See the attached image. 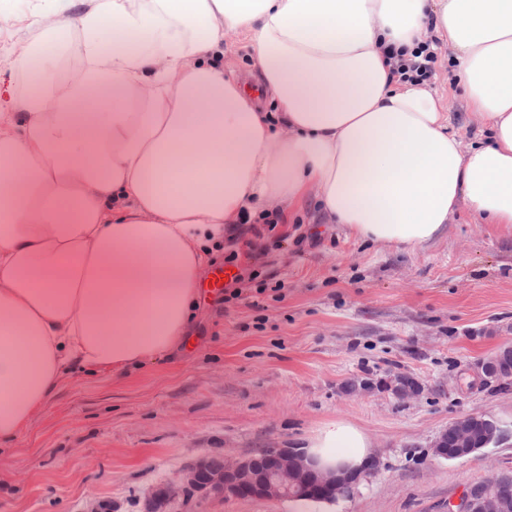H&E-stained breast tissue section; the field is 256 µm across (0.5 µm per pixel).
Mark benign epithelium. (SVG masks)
Instances as JSON below:
<instances>
[{"instance_id":"1","label":"benign epithelium","mask_w":512,"mask_h":512,"mask_svg":"<svg viewBox=\"0 0 512 512\" xmlns=\"http://www.w3.org/2000/svg\"><path fill=\"white\" fill-rule=\"evenodd\" d=\"M501 353L495 351L479 360L473 372L480 384L502 383L497 369ZM357 391H390L401 399H415L422 395L420 384L411 387L402 384L401 379L371 378L355 387ZM484 430L486 442H505L512 438V430L502 426L486 414L467 413L457 416L450 423L455 438L457 453L448 454V432H440L430 444L431 454L437 458L457 460L468 456L473 448L475 426ZM502 477V472L491 478L469 486L457 502L448 505V512H507V502L492 493V488ZM355 475L344 472L323 471L301 448L286 444L268 448L259 456H245L224 467L214 470L208 457L203 456L183 472L176 482H166L145 504V512H159L169 502L178 498L187 499L197 493H205L219 500L228 499H298L313 491L336 501L347 495Z\"/></svg>"}]
</instances>
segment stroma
<instances>
[{
	"label": "stroma",
	"mask_w": 512,
	"mask_h": 512,
	"mask_svg": "<svg viewBox=\"0 0 512 512\" xmlns=\"http://www.w3.org/2000/svg\"><path fill=\"white\" fill-rule=\"evenodd\" d=\"M38 7L17 0L0 22V71L11 72ZM436 55L432 86L464 144L478 142L447 47ZM231 254L254 273L242 299L200 296L187 343L170 355L122 374L69 372L29 429L0 445V512H143L199 457L299 444L339 418L371 436L380 465L335 512H448L467 487L512 471V440L463 460L430 452L464 413L512 426V389L470 375L512 344V230L461 212L408 253L357 240L309 202L273 226L235 225L214 264ZM396 373L422 395L350 387ZM167 512H296V502L197 495Z\"/></svg>",
	"instance_id": "35a3bbf8"
}]
</instances>
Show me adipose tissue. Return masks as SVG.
I'll return each mask as SVG.
<instances>
[{
    "label": "adipose tissue",
    "mask_w": 512,
    "mask_h": 512,
    "mask_svg": "<svg viewBox=\"0 0 512 512\" xmlns=\"http://www.w3.org/2000/svg\"><path fill=\"white\" fill-rule=\"evenodd\" d=\"M76 39L23 53L38 90L0 113V442L74 368L120 373L183 342L224 233L308 199L356 239L414 252L458 212L512 229V0H40ZM250 50L263 98L225 68ZM451 49L487 130L464 145L400 62ZM320 466L371 438L324 425Z\"/></svg>",
    "instance_id": "adipose-tissue-1"
}]
</instances>
